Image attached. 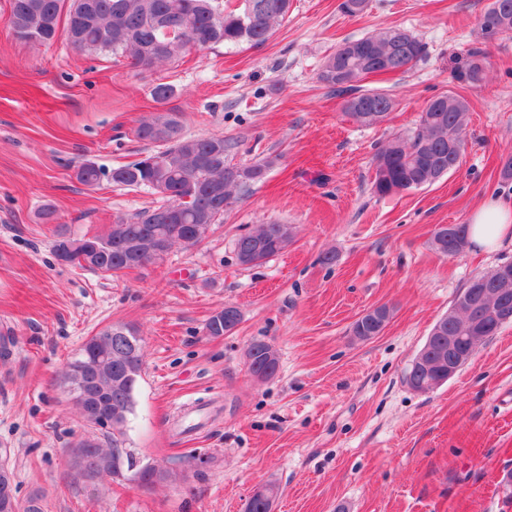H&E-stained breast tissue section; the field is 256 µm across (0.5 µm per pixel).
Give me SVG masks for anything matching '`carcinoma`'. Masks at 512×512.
Listing matches in <instances>:
<instances>
[{
    "instance_id": "obj_1",
    "label": "carcinoma",
    "mask_w": 512,
    "mask_h": 512,
    "mask_svg": "<svg viewBox=\"0 0 512 512\" xmlns=\"http://www.w3.org/2000/svg\"><path fill=\"white\" fill-rule=\"evenodd\" d=\"M9 4L13 32L22 40L51 44L63 36L79 52L121 51L129 54L135 66L148 69L178 60L193 42L206 48L262 45L288 18L291 7L290 0H238L234 6L219 0H9ZM479 26L486 41L511 37L512 0H490ZM378 52L386 55L390 72L404 73L423 59L426 46L404 29L380 27L339 44L325 57L317 76L321 84L344 96L347 115L364 127L384 122L395 106L390 94L361 85L377 69ZM486 59L484 49H472L458 68L457 79L483 85ZM468 114L467 100L453 92L427 101L411 133L395 136L377 149L373 192L380 196L408 192L456 171L466 151ZM136 135L158 150L110 170L85 163L78 167L76 178L89 187L105 179L117 187L159 194L166 202L130 219H119L104 233L58 232L53 245L56 254L68 242L82 243L68 254L67 263L74 267L114 277L141 267L139 257L150 251L160 254L155 261L160 265L174 246H197L214 225L223 222L229 206L261 182L277 161L267 157L250 165L232 164L228 156L235 142L220 135H185L176 112L142 118ZM293 234L290 224H261L235 239L236 257L245 266L244 255L257 250L260 261H266L283 252ZM431 245L445 257L459 256L468 246L467 225H437ZM503 270L512 271V262L473 278L465 291L479 292L488 302L498 304V276ZM390 316L385 305L369 310L355 321L353 333L371 339L383 331ZM471 319L472 314L464 309L441 318L439 332L419 351L424 362L433 364L432 369L412 365L407 376L425 384L447 376L448 364L438 360L448 356V337L465 335ZM240 322L238 307L226 304L208 319L205 332L224 336ZM143 364L139 331L112 325L89 337L69 364L68 383L91 395L89 401L74 399L77 416L112 434L110 447L94 438L73 448L72 465L81 476L126 479L141 488L167 479L165 471L140 466L132 453L124 454L118 448L134 411ZM246 365L255 374L268 370L275 374L277 350L256 341L246 352ZM0 512H38L34 502L24 504L18 499L14 474L4 465H0Z\"/></svg>"
}]
</instances>
